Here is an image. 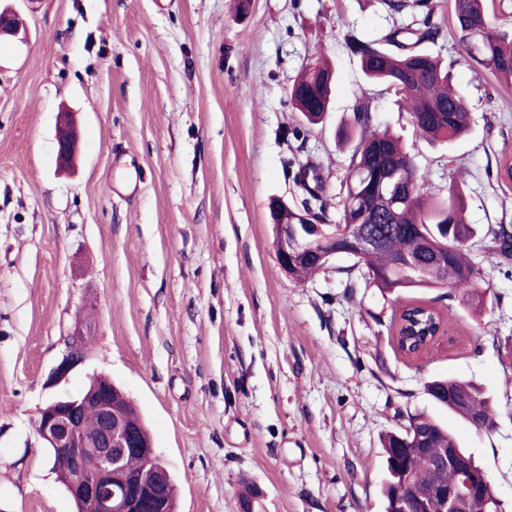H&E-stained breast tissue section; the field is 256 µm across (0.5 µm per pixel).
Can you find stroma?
<instances>
[{
  "label": "stroma",
  "mask_w": 512,
  "mask_h": 512,
  "mask_svg": "<svg viewBox=\"0 0 512 512\" xmlns=\"http://www.w3.org/2000/svg\"><path fill=\"white\" fill-rule=\"evenodd\" d=\"M26 40H0V512H76L35 420L107 375L143 416L176 485V512H383L380 437L422 413L448 427L512 512V260L471 246L481 311L463 291L383 293L336 257L306 281L273 247L269 203L300 207L317 167L338 223L358 97L399 135L436 196L462 183L467 219L512 229V87L459 57L451 0H431L425 50L451 64L472 130L420 139L393 91L367 84L345 38L422 12L380 0H0ZM335 67L331 110L303 130L288 87ZM79 130L57 165L60 110ZM422 302L445 333L397 351L391 319ZM84 363L52 373L76 327ZM454 376L497 404L493 431L432 401Z\"/></svg>",
  "instance_id": "35a3bbf8"
}]
</instances>
